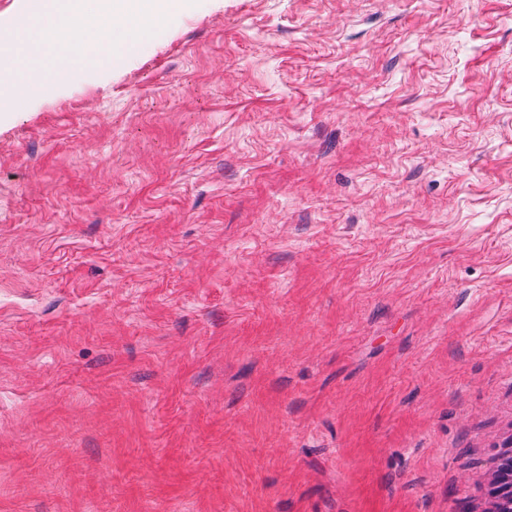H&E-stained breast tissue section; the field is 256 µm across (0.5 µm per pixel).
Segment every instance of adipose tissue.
<instances>
[{
	"mask_svg": "<svg viewBox=\"0 0 512 512\" xmlns=\"http://www.w3.org/2000/svg\"><path fill=\"white\" fill-rule=\"evenodd\" d=\"M78 0H57L42 24L18 31L20 46L29 55L19 83L27 93L39 92L49 66L92 61L103 43L125 42L127 35L165 25L171 0H102L96 12L80 13Z\"/></svg>",
	"mask_w": 512,
	"mask_h": 512,
	"instance_id": "adipose-tissue-1",
	"label": "adipose tissue"
}]
</instances>
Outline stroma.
I'll list each match as a JSON object with an SVG mask.
<instances>
[{
  "instance_id": "obj_1",
  "label": "stroma",
  "mask_w": 512,
  "mask_h": 512,
  "mask_svg": "<svg viewBox=\"0 0 512 512\" xmlns=\"http://www.w3.org/2000/svg\"><path fill=\"white\" fill-rule=\"evenodd\" d=\"M58 79L0 115V512H490L512 0H192Z\"/></svg>"
}]
</instances>
